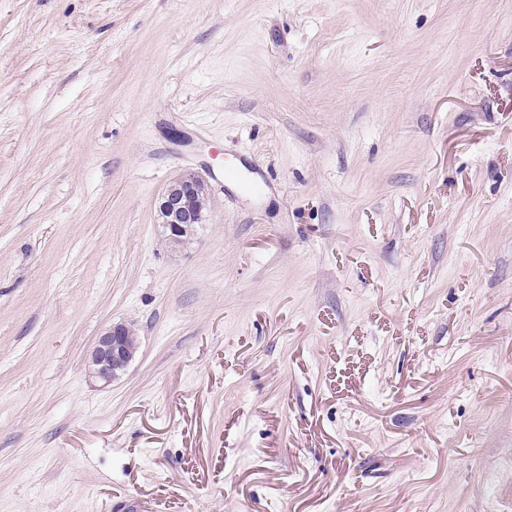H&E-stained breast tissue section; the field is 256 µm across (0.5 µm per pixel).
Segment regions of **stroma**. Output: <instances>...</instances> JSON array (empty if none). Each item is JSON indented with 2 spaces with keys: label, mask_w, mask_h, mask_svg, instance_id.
<instances>
[{
  "label": "stroma",
  "mask_w": 512,
  "mask_h": 512,
  "mask_svg": "<svg viewBox=\"0 0 512 512\" xmlns=\"http://www.w3.org/2000/svg\"><path fill=\"white\" fill-rule=\"evenodd\" d=\"M0 512H512V0H0ZM206 183L194 173L174 179L161 195L157 216L162 234L174 246L185 245L204 223L207 209ZM139 350L135 329L112 323L93 345L88 358V376L109 385L128 369Z\"/></svg>",
  "instance_id": "stroma-1"
}]
</instances>
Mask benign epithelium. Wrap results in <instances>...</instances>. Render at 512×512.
<instances>
[{"instance_id":"benign-epithelium-1","label":"benign epithelium","mask_w":512,"mask_h":512,"mask_svg":"<svg viewBox=\"0 0 512 512\" xmlns=\"http://www.w3.org/2000/svg\"><path fill=\"white\" fill-rule=\"evenodd\" d=\"M208 192L206 183L193 173L174 179L161 195L157 216L162 234L174 246L188 243L204 223ZM139 350L132 326L116 322L93 345L88 358V376L109 385L128 369Z\"/></svg>"}]
</instances>
